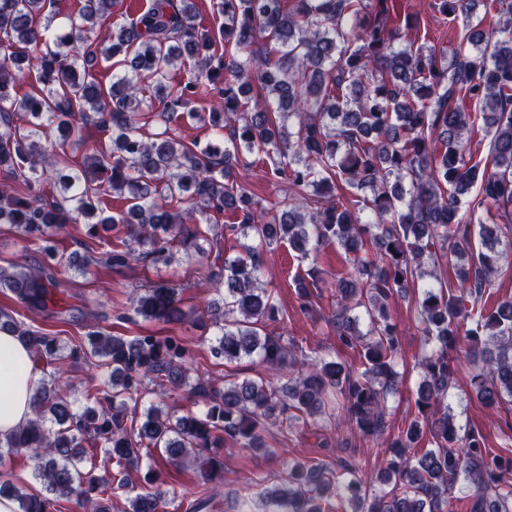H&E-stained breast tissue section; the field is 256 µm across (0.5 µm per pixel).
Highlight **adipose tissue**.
Here are the masks:
<instances>
[{
    "mask_svg": "<svg viewBox=\"0 0 512 512\" xmlns=\"http://www.w3.org/2000/svg\"><path fill=\"white\" fill-rule=\"evenodd\" d=\"M38 381L29 347L13 333L0 330V436L31 417Z\"/></svg>",
    "mask_w": 512,
    "mask_h": 512,
    "instance_id": "adipose-tissue-1",
    "label": "adipose tissue"
}]
</instances>
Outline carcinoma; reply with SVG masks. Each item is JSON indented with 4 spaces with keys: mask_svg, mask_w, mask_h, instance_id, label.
<instances>
[{
    "mask_svg": "<svg viewBox=\"0 0 512 512\" xmlns=\"http://www.w3.org/2000/svg\"><path fill=\"white\" fill-rule=\"evenodd\" d=\"M51 4L0 0V173L26 187L0 186V224L15 227L40 255L33 269L0 268V287L28 310L47 312L61 265L57 236L67 225L93 218L89 235L112 232L115 242L102 256H88V266L160 268L176 261L178 249L188 255L198 248L203 232L196 214L231 209L237 220L223 234L248 244L213 274L224 295L195 319L197 327L215 329L211 355L233 362L255 354L277 369L295 343L258 331L279 316L271 294L258 287L261 250L286 243L304 261L336 243L349 263L336 274V336L360 350V364L306 357L299 376L284 385L209 382L195 387L206 405L200 413L177 416L153 403L139 414L138 398L149 386L163 393L191 385L187 364L195 350L179 337L125 339L90 330L63 339L1 310L0 329L28 344L42 373L32 417L0 437V465L22 454L41 485L20 487L13 468L0 472V495L17 504L15 512H111L116 489L127 490L129 512H165L161 466L201 453L208 488L187 512H202L221 494L218 449L230 442L260 450L266 421L316 417L334 397L350 426L380 438L387 395L404 378L387 303L418 284L417 317L431 350L420 360V417L391 439L389 458L370 478L390 490L369 501L366 482L345 479L353 466L334 471L296 461L280 483L255 493L250 512H329L335 497L350 506L343 512H512V459L488 448L481 433L457 426L447 404L459 352L485 406L512 398V299L484 300L504 256L501 226L475 222L478 210L512 220V5L506 4L507 18L467 37L469 49L450 52L396 46L385 0L375 12L371 0H217L224 17L217 30L195 23L192 0H151L119 28L110 22L113 0H83L63 35L51 32ZM432 6L473 18L474 0ZM112 59L123 69L112 73L106 91L91 69ZM180 59L193 64L194 77L171 82L167 74ZM32 73L36 91L18 95L16 87ZM210 84L208 119L227 138L201 147L166 130L142 133V108L183 109L193 118L188 106ZM456 97L473 100L477 111L451 104ZM478 117L489 137L491 172L469 159ZM86 124L112 130V150L95 148L65 173L44 141L56 131L60 143H78ZM243 152L271 158L268 175L288 184L269 210L257 207L239 176ZM47 168L58 169L63 188L51 201L35 177ZM476 184L478 199L464 211L461 197ZM110 191L126 195L125 214L101 207ZM438 248L458 261L453 283L437 269ZM356 309L369 319L364 334L351 316ZM131 311L167 324L183 318L173 288L146 290ZM92 358L103 378L88 385L78 408L62 378L67 365ZM426 436L430 448L421 447ZM145 458L156 463L144 476L151 489L137 491L127 476ZM461 477L465 496L453 494Z\"/></svg>",
    "mask_w": 512,
    "mask_h": 512,
    "instance_id": "obj_1",
    "label": "carcinoma"
}]
</instances>
